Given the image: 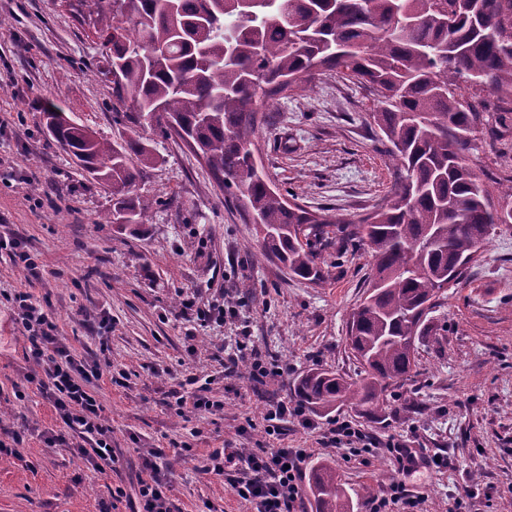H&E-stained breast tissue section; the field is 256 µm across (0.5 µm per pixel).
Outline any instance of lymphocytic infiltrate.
Returning a JSON list of instances; mask_svg holds the SVG:
<instances>
[{
	"instance_id": "f902f5d3",
	"label": "lymphocytic infiltrate",
	"mask_w": 512,
	"mask_h": 512,
	"mask_svg": "<svg viewBox=\"0 0 512 512\" xmlns=\"http://www.w3.org/2000/svg\"><path fill=\"white\" fill-rule=\"evenodd\" d=\"M12 301L15 321L29 343L25 359L29 370L24 382L36 384L52 404L61 424L48 444L74 448L97 469L118 471L123 459L112 446V427L94 387L110 363L87 362L59 336L57 323L29 292H17ZM164 449L140 452L130 486H112V503L125 504L128 512H172L170 484L163 471ZM309 457L304 448L281 447L269 451L216 448L196 469L203 475L227 477L235 494L251 512H303L301 481Z\"/></svg>"
}]
</instances>
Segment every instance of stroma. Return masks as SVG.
<instances>
[{"instance_id":"1","label":"stroma","mask_w":512,"mask_h":512,"mask_svg":"<svg viewBox=\"0 0 512 512\" xmlns=\"http://www.w3.org/2000/svg\"><path fill=\"white\" fill-rule=\"evenodd\" d=\"M105 50L73 18L63 0H0V236L21 243L36 273L0 251V435L21 431L20 457L0 454V512H101L112 471H99L64 446H47L59 430L55 411L35 385L16 399L15 382L29 365L11 298L30 292L47 305L77 354L105 357L125 372L103 375L98 397L112 427V445L169 449L167 476L177 512H247L225 479L196 472L195 459L172 450L191 441L195 458L231 444L239 448L311 449L305 473L336 469L352 512H365L363 486L391 484L424 494L426 512H512V224L498 225L464 276L432 313L431 334L416 342L411 377L382 411L360 416L345 406L310 414V427L283 424L266 435L264 416L292 401L300 376L323 366L349 379L362 368L347 341V320L366 295L371 257L341 242L329 225L318 245L324 281L290 279L277 260H256L259 248L238 200L213 180L204 162L177 137L141 129L117 107L110 79L100 75ZM483 101V120L468 154L476 172L512 176V113ZM54 103L111 143L140 137L155 153L131 189L151 206L147 224H102L112 190L82 172L45 128L41 108ZM370 90L343 74L313 75L300 89L261 110L253 138L258 163L289 201L356 222L384 204L396 168L385 155ZM225 304L234 316L197 319L186 301ZM249 339L284 375L253 387L247 376L225 379L222 350ZM209 379L207 395L223 410L182 416L166 404L187 377ZM349 421L371 442L346 449L333 441ZM442 453L447 469L399 471L390 439Z\"/></svg>"}]
</instances>
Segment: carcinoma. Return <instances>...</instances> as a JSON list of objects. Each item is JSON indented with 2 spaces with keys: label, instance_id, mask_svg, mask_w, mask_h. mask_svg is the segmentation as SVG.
Instances as JSON below:
<instances>
[{
  "label": "carcinoma",
  "instance_id": "obj_1",
  "mask_svg": "<svg viewBox=\"0 0 512 512\" xmlns=\"http://www.w3.org/2000/svg\"><path fill=\"white\" fill-rule=\"evenodd\" d=\"M120 61L112 95L137 118L172 134L176 123L218 185L245 197L259 255L288 275L323 278L312 239L340 219L315 215L280 194L259 168L253 134L260 108L286 97L314 71H336L374 95L371 117L397 179L385 206L348 226L372 258L368 296L348 321L365 377L315 368L298 401L326 411L346 405L374 415L388 387L407 379L412 339L432 301L455 283L497 224H512V183L496 191L466 163L481 113L456 88L473 84L512 112V0H64ZM50 135L112 185L100 224H146L149 204L129 197L152 151L139 139L99 140L51 104ZM316 512H351L336 473L310 485Z\"/></svg>",
  "mask_w": 512,
  "mask_h": 512
}]
</instances>
